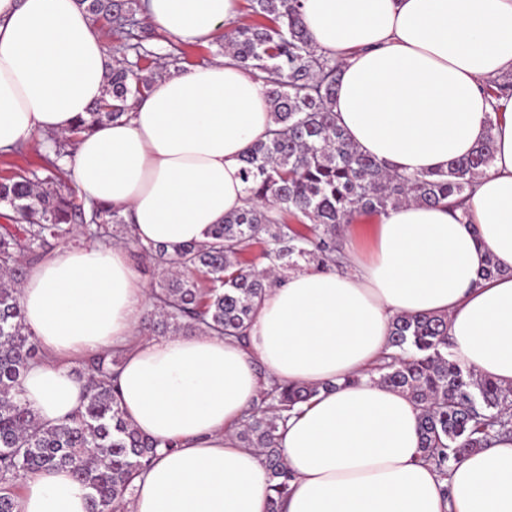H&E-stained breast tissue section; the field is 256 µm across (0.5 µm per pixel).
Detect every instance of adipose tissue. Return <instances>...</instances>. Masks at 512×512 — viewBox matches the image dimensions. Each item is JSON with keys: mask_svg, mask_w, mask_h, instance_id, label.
I'll return each instance as SVG.
<instances>
[{"mask_svg": "<svg viewBox=\"0 0 512 512\" xmlns=\"http://www.w3.org/2000/svg\"><path fill=\"white\" fill-rule=\"evenodd\" d=\"M167 35L208 44L242 0H144ZM317 52L335 58L332 109L357 149L387 170H447L495 140L466 216L404 203L378 216L346 272L298 270L256 307L247 343L204 333L147 336L145 284L122 244L63 245L20 286L43 353L18 379L37 417H70L86 394L69 360L123 349L120 404L160 441L128 512H266L255 449L236 431L264 379L317 387L278 432L293 474L282 512H512V440L465 455L448 477L420 460L419 408L365 373L397 315L448 317L454 360L512 386V0H301ZM107 41L75 0H0V151L70 134L107 97ZM273 127L265 87L230 58L157 78L119 119L82 133L62 166L86 205L123 209L132 234L174 250L204 244L247 203L249 144ZM504 276H482L488 260ZM335 383L332 391L323 390ZM64 469L30 476L19 512H87Z\"/></svg>", "mask_w": 512, "mask_h": 512, "instance_id": "obj_1", "label": "adipose tissue"}]
</instances>
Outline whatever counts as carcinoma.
Returning <instances> with one entry per match:
<instances>
[{"label":"carcinoma","mask_w":512,"mask_h":512,"mask_svg":"<svg viewBox=\"0 0 512 512\" xmlns=\"http://www.w3.org/2000/svg\"><path fill=\"white\" fill-rule=\"evenodd\" d=\"M249 22L227 23L218 53L262 80L275 129L243 156L248 205L215 225L211 241L170 253L135 240L121 210L98 206L86 216L57 160L74 137L120 118L128 99L148 89L156 73L141 74L151 38L141 0H77L95 24L116 35L109 99L80 117L71 135L45 134L44 164L0 179V204L13 212L0 225V512H17L14 489L30 475L64 468L88 491L89 512H125L133 479L158 447L175 448L141 433L124 415L118 351L89 361L83 404L57 424L41 422L20 397L17 381L39 348L23 322L20 285L27 267L56 245L74 240L75 226L90 239H116L162 270L151 289L143 330L163 336L209 332L243 339L256 305L278 273L304 261L317 269L340 263L339 233L363 215H380L406 202L464 208L476 179L494 157V122L468 158L446 172H389L360 152L336 123L339 65L312 46L299 0H249ZM495 99L512 95V74L486 83ZM389 346L370 371L377 383L406 393L420 407V459L442 478L461 456L512 437V388L463 369L448 352V317L398 315ZM318 388L276 380L260 392L237 432L259 452L269 492L268 512H280L292 473L278 430Z\"/></svg>","instance_id":"carcinoma-1"}]
</instances>
